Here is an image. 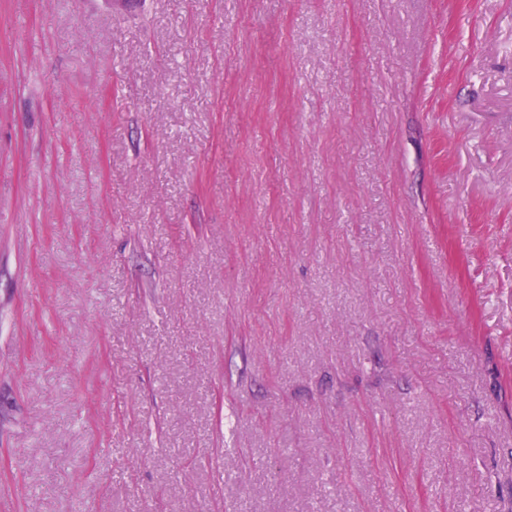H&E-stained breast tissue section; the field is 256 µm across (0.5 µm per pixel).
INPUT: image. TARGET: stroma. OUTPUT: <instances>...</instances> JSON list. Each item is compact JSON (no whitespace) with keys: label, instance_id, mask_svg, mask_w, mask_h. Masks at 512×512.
Returning a JSON list of instances; mask_svg holds the SVG:
<instances>
[{"label":"stroma","instance_id":"35a3bbf8","mask_svg":"<svg viewBox=\"0 0 512 512\" xmlns=\"http://www.w3.org/2000/svg\"><path fill=\"white\" fill-rule=\"evenodd\" d=\"M512 512V0H0V512Z\"/></svg>","mask_w":512,"mask_h":512}]
</instances>
